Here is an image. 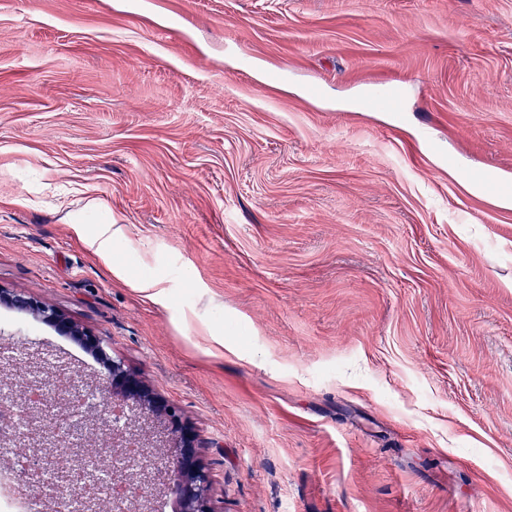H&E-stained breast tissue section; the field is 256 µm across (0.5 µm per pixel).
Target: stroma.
<instances>
[{
  "instance_id": "stroma-1",
  "label": "stroma",
  "mask_w": 512,
  "mask_h": 512,
  "mask_svg": "<svg viewBox=\"0 0 512 512\" xmlns=\"http://www.w3.org/2000/svg\"><path fill=\"white\" fill-rule=\"evenodd\" d=\"M502 184L512 0H0V290L178 407L213 512H512ZM19 324L101 371L0 303L16 377Z\"/></svg>"
}]
</instances>
